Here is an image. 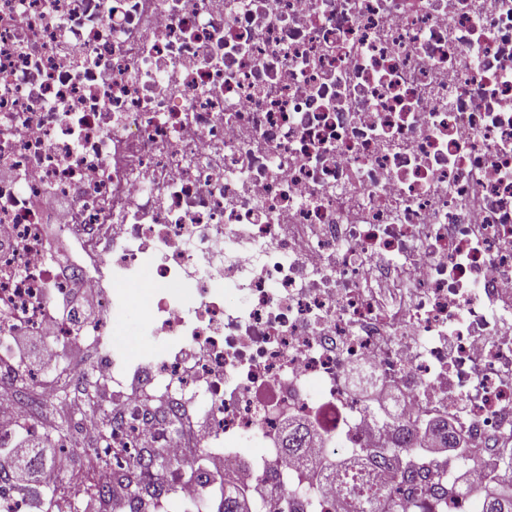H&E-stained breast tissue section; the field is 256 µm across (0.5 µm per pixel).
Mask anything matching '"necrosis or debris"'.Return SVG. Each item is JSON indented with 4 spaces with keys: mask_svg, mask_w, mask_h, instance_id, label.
Wrapping results in <instances>:
<instances>
[{
    "mask_svg": "<svg viewBox=\"0 0 512 512\" xmlns=\"http://www.w3.org/2000/svg\"><path fill=\"white\" fill-rule=\"evenodd\" d=\"M77 286L113 467L166 449L186 504L220 456L260 512H364L341 452L378 512H473L488 465L512 477V0H0L1 448L45 430L11 340L73 342ZM142 287L134 358L107 336ZM286 417L313 431L295 455ZM440 419L473 458L424 452ZM358 370L367 372L371 378V381L366 382L363 385L355 383L353 376L357 373ZM348 383L352 389L358 391L364 399L371 403L384 405L388 402H396L399 399L398 396H395L385 390L383 383L373 375L371 369L360 365H354L349 368Z\"/></svg>",
    "mask_w": 512,
    "mask_h": 512,
    "instance_id": "4bbe7bcc",
    "label": "necrosis or debris"
}]
</instances>
